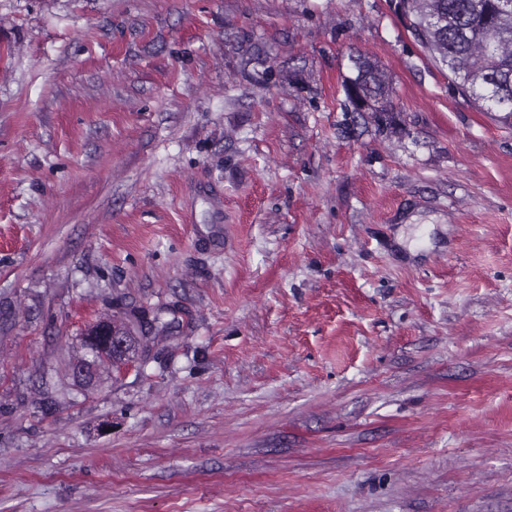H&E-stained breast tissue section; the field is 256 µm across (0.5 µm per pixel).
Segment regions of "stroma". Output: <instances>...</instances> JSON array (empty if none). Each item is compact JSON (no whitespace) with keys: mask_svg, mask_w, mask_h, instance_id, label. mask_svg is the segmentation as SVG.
Wrapping results in <instances>:
<instances>
[{"mask_svg":"<svg viewBox=\"0 0 512 512\" xmlns=\"http://www.w3.org/2000/svg\"><path fill=\"white\" fill-rule=\"evenodd\" d=\"M397 4L0 0V512H512V128ZM353 61L355 77H349V98L359 112H374L382 119L394 111L389 87L380 74L377 63L362 57ZM134 317L141 326L143 318ZM135 322L119 325L110 319L100 318L88 323L78 337L81 347L91 358H78L72 363L73 374L87 384L94 377L95 367L107 364L108 368L119 371L122 366L142 360L144 351L140 346L144 336H136ZM105 329L112 334V342L103 333Z\"/></svg>","mask_w":512,"mask_h":512,"instance_id":"obj_1","label":"stroma"}]
</instances>
